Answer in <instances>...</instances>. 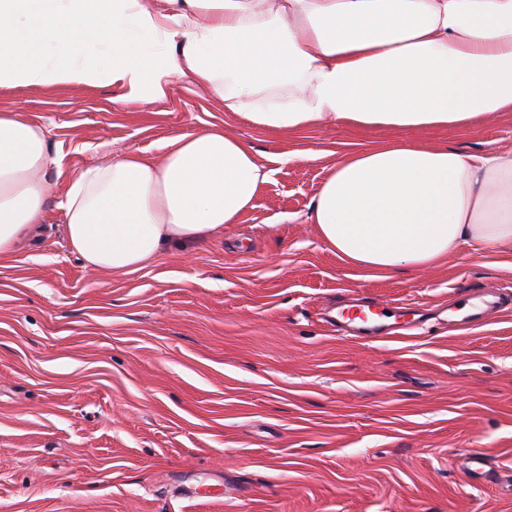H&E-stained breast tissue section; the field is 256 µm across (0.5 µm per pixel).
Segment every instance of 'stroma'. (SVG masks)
Segmentation results:
<instances>
[{
  "instance_id": "obj_1",
  "label": "stroma",
  "mask_w": 512,
  "mask_h": 512,
  "mask_svg": "<svg viewBox=\"0 0 512 512\" xmlns=\"http://www.w3.org/2000/svg\"><path fill=\"white\" fill-rule=\"evenodd\" d=\"M0 112L61 160L38 232L0 257V512H512V256L373 277L307 222L329 167L395 132L281 138L179 78L132 102L0 88ZM215 127L273 171L254 208L138 271L87 270L68 177ZM426 138L512 151V112ZM347 304L393 309L390 338L336 330Z\"/></svg>"
}]
</instances>
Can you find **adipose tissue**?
Returning <instances> with one entry per match:
<instances>
[{"label": "adipose tissue", "mask_w": 512, "mask_h": 512, "mask_svg": "<svg viewBox=\"0 0 512 512\" xmlns=\"http://www.w3.org/2000/svg\"><path fill=\"white\" fill-rule=\"evenodd\" d=\"M0 0V88L112 84L162 96L188 79L272 134L381 127L397 139L342 156L314 196L322 243L373 274L426 269L461 248L512 254V151L416 136L512 112V0ZM44 129L0 113V256L44 218ZM270 172L210 129L148 158L72 176L60 203L87 269L132 273L254 208Z\"/></svg>", "instance_id": "adipose-tissue-1"}]
</instances>
